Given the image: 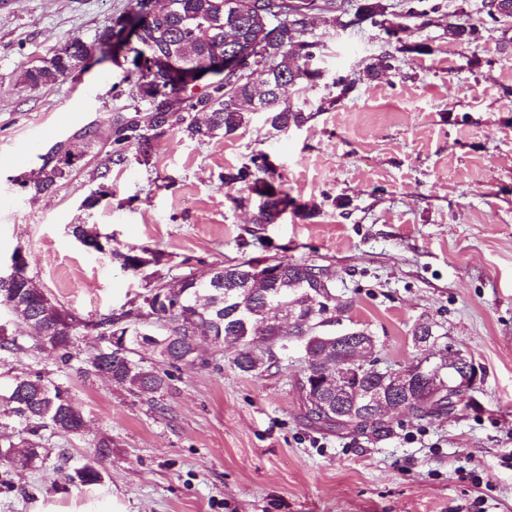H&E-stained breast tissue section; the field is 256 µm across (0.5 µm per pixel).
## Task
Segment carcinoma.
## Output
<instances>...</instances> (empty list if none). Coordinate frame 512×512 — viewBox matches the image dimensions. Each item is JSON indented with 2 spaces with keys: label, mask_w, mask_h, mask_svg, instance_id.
<instances>
[{
  "label": "carcinoma",
  "mask_w": 512,
  "mask_h": 512,
  "mask_svg": "<svg viewBox=\"0 0 512 512\" xmlns=\"http://www.w3.org/2000/svg\"><path fill=\"white\" fill-rule=\"evenodd\" d=\"M237 0H137L136 14L149 13L143 20L138 46L133 48L135 56L148 55L155 61L171 60L177 64L170 79L157 83L165 92L140 93L146 102L145 111L152 116L154 129L178 128L192 138H212L220 133L233 134L250 122L254 112L268 114L267 121L273 129L286 130L300 126L306 121L303 112L293 107L285 98L287 85L311 82L320 77L317 61L319 45L304 39L313 15L330 12H345V0H254L253 6L267 15L270 28L265 42L271 65L257 73V78L266 88L265 96H255L250 81L237 83L231 74L224 73V60L232 59L224 42V28L231 26L240 31L248 29L250 12L224 9L226 3ZM484 24L493 28L504 17H512V0H485ZM132 15H120L112 24L99 31L94 43L89 45L74 37L41 64L22 70L20 82L29 89L41 88L55 83L72 73V62L76 58L99 54L106 57L115 29ZM213 81L200 93L194 92L190 83L203 75ZM205 116L199 122L195 114ZM98 133L93 127L76 145L78 154L85 155L97 145ZM112 149L97 169L100 180L95 193L84 200V205L93 208L99 197L108 194L106 181L114 166L128 162L130 147H136L143 156H148L151 141L145 137L140 121L121 119L112 127ZM259 175L251 185L257 196L253 215L255 224H276L295 200L274 180L267 164L256 166ZM72 168L54 165L52 153L43 157L39 177L30 185L37 194L54 190L67 180ZM146 251L133 247L125 250L112 249V258L125 270L136 273L138 263ZM253 260L221 265L207 280L186 276L162 287L157 282L147 290L142 302L135 308L119 314L109 313L89 324L63 307L50 302L45 292L35 281L25 276L9 284H0V305L7 307L13 315L28 321L38 330L34 346L56 354L67 364L73 358L78 329L89 325L106 332L103 345L90 352L85 362L97 374H106L115 384L129 389L161 392L167 383L156 366L143 358L137 359L136 348L140 346V335L134 330L126 338L115 337L121 327L133 326L141 319H149L161 325L158 349L161 362L171 366L194 365L197 352L198 333L217 348H234V364L248 374H258L266 366L270 347L276 346L286 354L292 346H298L308 355V364L298 381V388L307 419L328 429L349 430L354 428L375 439L388 437L389 426L351 421L348 418L333 419L336 407L352 410L353 397L336 399L330 389L322 388L321 379L327 364L336 356L348 352L350 341L356 338V328L336 331L332 326L340 323L336 315L327 317L312 315L308 305L309 296L327 298L331 296L328 280L318 277L315 267L299 261L279 260L281 273L275 280L255 287L250 274ZM280 295L290 304L298 306L304 323L297 334L285 339L275 330L264 328L263 312L267 300ZM117 342H112V339ZM413 408L422 419L450 414L457 407L470 406L465 396L454 401L446 397L434 399L419 388L412 394ZM6 410L25 422L32 436L50 427L66 435H78L85 421L67 390L51 381L17 379L11 385ZM112 440L101 438L95 445L93 457L75 472L71 480L83 485L94 484L102 479L99 460L106 457Z\"/></svg>",
  "instance_id": "obj_1"
}]
</instances>
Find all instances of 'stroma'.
<instances>
[{"label": "stroma", "mask_w": 512, "mask_h": 512, "mask_svg": "<svg viewBox=\"0 0 512 512\" xmlns=\"http://www.w3.org/2000/svg\"><path fill=\"white\" fill-rule=\"evenodd\" d=\"M363 2L305 35L321 46L322 77L288 93L303 125L278 132L255 112L229 136L166 130L149 156L129 150L111 195L88 209L115 118L141 104L133 50L36 91L18 76L71 38L93 42L136 0H0V261L23 250L28 275L86 321L140 303L159 276L302 261L329 278L343 326L375 336L382 367L413 360L421 321L465 350L480 374L472 405L432 420L395 415L392 436L372 442L308 421L301 351L247 375L232 348L205 343L194 367L169 368L164 392L131 391L84 363L97 331L80 329L65 365L27 346L31 328L1 306L0 324L25 347L0 351V395L14 378L42 376L68 387L86 427L41 430L44 464L0 467V512L83 496L67 477L104 435L99 487L128 512H512V18L489 31L482 0H423L426 16L401 19L392 41L379 18L350 24ZM458 25L469 40L452 38ZM388 51L392 70L370 76ZM341 76L351 90L336 86ZM89 126L97 145L68 180L49 195L24 188L55 143ZM261 157L299 205L275 224L252 223L255 195L224 183ZM75 224L162 261L131 274L82 246Z\"/></svg>", "instance_id": "stroma-1"}]
</instances>
